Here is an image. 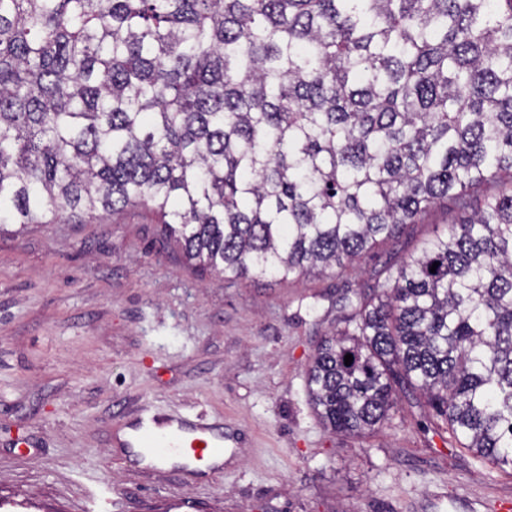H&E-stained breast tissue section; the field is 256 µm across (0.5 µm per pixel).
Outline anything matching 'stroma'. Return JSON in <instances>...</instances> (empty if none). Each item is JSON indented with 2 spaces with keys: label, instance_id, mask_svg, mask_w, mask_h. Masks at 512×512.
Instances as JSON below:
<instances>
[{
  "label": "stroma",
  "instance_id": "obj_1",
  "mask_svg": "<svg viewBox=\"0 0 512 512\" xmlns=\"http://www.w3.org/2000/svg\"><path fill=\"white\" fill-rule=\"evenodd\" d=\"M454 220L436 207L361 264L284 283L200 276L144 206L0 234V512H512V475L452 447L413 393L363 439L307 396L348 285ZM146 402L223 419V472L129 458L114 439Z\"/></svg>",
  "mask_w": 512,
  "mask_h": 512
}]
</instances>
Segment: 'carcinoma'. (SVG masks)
I'll return each instance as SVG.
<instances>
[{"label":"carcinoma","mask_w":512,"mask_h":512,"mask_svg":"<svg viewBox=\"0 0 512 512\" xmlns=\"http://www.w3.org/2000/svg\"><path fill=\"white\" fill-rule=\"evenodd\" d=\"M448 203L309 400L361 438L407 385L512 469V0H0V231L149 205L201 271L282 282Z\"/></svg>","instance_id":"obj_1"}]
</instances>
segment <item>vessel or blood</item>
Instances as JSON below:
<instances>
[{"label": "vessel or blood", "mask_w": 512, "mask_h": 512, "mask_svg": "<svg viewBox=\"0 0 512 512\" xmlns=\"http://www.w3.org/2000/svg\"><path fill=\"white\" fill-rule=\"evenodd\" d=\"M123 447L147 459L149 468L174 457L202 461L222 455L228 435L223 423H203L184 416H162L153 405L142 406L130 424Z\"/></svg>", "instance_id": "obj_1"}]
</instances>
